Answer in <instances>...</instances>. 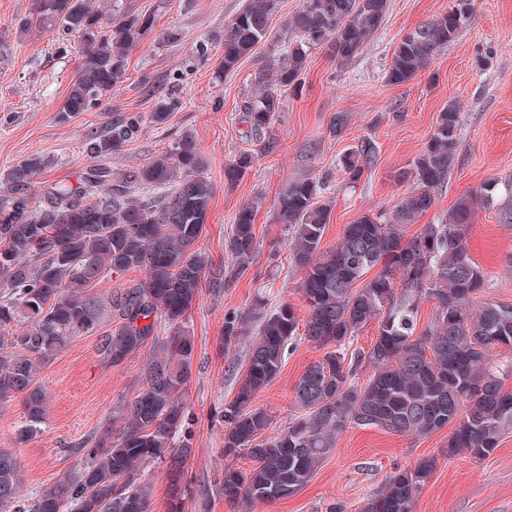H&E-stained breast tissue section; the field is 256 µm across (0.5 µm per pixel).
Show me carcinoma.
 Returning <instances> with one entry per match:
<instances>
[{
    "label": "carcinoma",
    "instance_id": "1",
    "mask_svg": "<svg viewBox=\"0 0 512 512\" xmlns=\"http://www.w3.org/2000/svg\"><path fill=\"white\" fill-rule=\"evenodd\" d=\"M95 4L32 0L29 13L17 21L22 33L35 27L80 39V64L59 109L62 122L96 109L119 90L130 51L154 29L155 16L133 12L128 0H109L106 10ZM386 6L387 0H302L287 22L296 39L282 43L271 30L279 0H247L224 26L221 71L234 70L261 42H271L274 56L273 77L258 79L241 106L246 133L272 145L282 94L296 85L310 51L323 48L338 63L349 62L379 29ZM471 17V0H450L446 12L402 39L388 82L412 80ZM179 103L173 90L147 114L120 113L104 132L86 139L83 152L101 161L119 153L145 124H166ZM458 125V107L450 100L424 151L399 174L411 189L391 219L363 215L328 250L321 245L330 206L320 200L319 182L296 180L280 196L278 219L287 227L291 262L303 273L299 292L308 311L301 320L284 302L260 317L244 375L224 405V454L244 453L253 466L245 472L224 468L219 494L226 501L294 495L351 425L413 438L448 426L444 455L450 460L463 454L482 460L512 432V391L504 390L501 365L494 361L498 349L512 351V304L477 299L485 275L468 247L482 194L459 199L448 218L423 225L408 240L402 233L432 207L435 190L448 181ZM373 154L369 141L347 153L342 166L349 178H360ZM251 163V154H240L225 166V180H239ZM50 165L31 156L0 178V404L23 397L21 435L41 431L47 396L37 377L73 337L98 327L102 304L91 289L114 273L138 269L145 279L110 296L115 330L102 340L101 352L114 364L148 345L152 355L142 390L126 406L118 431L109 424L84 441L77 467L38 495L21 494L17 459L0 449V512H148L151 484L142 472L151 463L164 464L170 477L168 512H185L192 446L184 431L183 394L195 353L186 318L202 289L222 288L226 281L224 266L197 247L213 196L201 146L187 131L161 158L117 179L109 166L94 165L75 185L56 181L34 192ZM254 221L255 206L243 205L224 239V251L240 273L256 251ZM372 269L375 275L365 278ZM423 299L435 301L436 311L419 332ZM376 319L370 349L350 351L355 333ZM246 333V318L224 316V349ZM303 339L325 350L295 385L303 414L264 440L271 418L253 405L254 397ZM366 364L372 373L360 382L359 368ZM437 465L429 457L394 471L362 512H413Z\"/></svg>",
    "mask_w": 512,
    "mask_h": 512
}]
</instances>
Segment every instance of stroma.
<instances>
[{
  "mask_svg": "<svg viewBox=\"0 0 512 512\" xmlns=\"http://www.w3.org/2000/svg\"><path fill=\"white\" fill-rule=\"evenodd\" d=\"M31 0H0V173L33 154L50 159L43 181L76 182L93 161L83 152L92 133L101 131L121 112H148L156 99L179 85L181 106L160 127L145 126L125 151L108 163L113 176L156 160L183 130H192L206 157L205 174L214 193L199 248L231 270L223 288L203 289L187 318L195 339L192 373L184 404L189 414L193 455L185 477L193 498L186 512H329L339 504L345 512H362L381 494L399 467L434 456L438 466L418 496L413 512H512V433L488 458L447 459V430L411 438L378 428L352 427L338 439L310 482L291 497L252 505L224 500L215 484L225 467L250 470L247 456L224 453V404L233 399L249 338L224 346V315L252 317L256 297L266 310L293 304L299 317L307 308L299 293L300 270L292 267L290 244L277 218V204L288 184L306 177L322 186L330 204V221L322 244L332 247L346 224L360 216H390L408 192L399 173L425 149L435 120L448 101L460 108L458 150L447 183L419 221L406 225L405 237L426 224L445 219L459 198L491 186V203L475 205L468 245L483 268V299L512 304V0H472V18L455 40L441 49L414 79L392 84L386 79L395 49L408 33L437 18L448 0H389L383 22L347 64L325 51L312 50L297 90L287 92L273 126L275 144L260 151L246 136L239 109L256 77L268 69L272 49L255 47L234 71L221 72L222 47L205 59L195 56L199 41L223 35L224 26L245 0H130L133 10L154 14L155 35L128 57L126 80L97 109L60 121L58 110L80 61V46L57 50L52 30L19 35L15 25ZM178 29L179 41L158 40V32ZM344 113L341 133L331 134L330 121ZM374 141L375 156L358 180H350L342 157L362 140ZM254 153L252 166L235 185L224 181V167L242 152ZM256 204L258 250L251 266L235 273L224 250L238 209ZM114 328L102 316L93 333L74 337L49 361L38 377L48 393L44 429L22 438L21 400L0 405V448L19 463L23 490L34 495L79 461L81 441L109 424L120 425L122 409L141 389V371L151 350L143 348L120 364L100 351ZM323 351L310 342L290 348L277 378L260 390L254 406L271 417L269 435L287 428L301 413L295 385Z\"/></svg>",
  "mask_w": 512,
  "mask_h": 512,
  "instance_id": "1",
  "label": "stroma"
}]
</instances>
